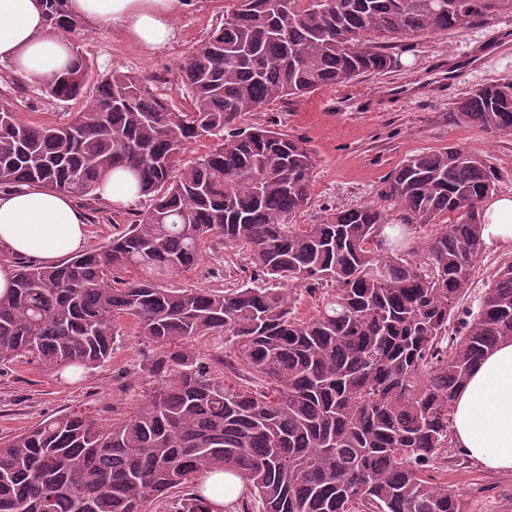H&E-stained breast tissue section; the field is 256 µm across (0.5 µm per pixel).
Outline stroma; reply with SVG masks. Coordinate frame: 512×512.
I'll return each instance as SVG.
<instances>
[{"mask_svg": "<svg viewBox=\"0 0 512 512\" xmlns=\"http://www.w3.org/2000/svg\"><path fill=\"white\" fill-rule=\"evenodd\" d=\"M166 47L145 52L118 28L81 22L72 47L104 75L114 69L156 79L171 104L189 109L180 63L224 18V0H183ZM512 29V13L490 18L461 32L433 33L393 40L398 64L383 73L356 77L336 88L288 100H275L245 116L244 126L272 125L304 140L316 169L308 205L296 216L312 224L327 209L379 204L390 174L409 156L456 146L478 152L497 175L495 195H512V134L491 137L453 117L449 109L463 92L512 80V52L497 53L495 34ZM14 96L21 115L32 122L61 123L78 103L48 97L42 84L18 80ZM512 244L487 245L467 286L463 306L477 304L486 282ZM240 252L210 246L197 265L165 277L171 288L224 289L245 280ZM135 334L123 337L110 359L73 382L60 379L38 362L19 357L0 366V441L30 430L51 416L72 410L101 423L126 417L139 398V353ZM435 482L448 484L466 512H512V473L500 474L476 461L435 466Z\"/></svg>", "mask_w": 512, "mask_h": 512, "instance_id": "1", "label": "stroma"}]
</instances>
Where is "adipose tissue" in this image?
<instances>
[{
  "label": "adipose tissue",
  "instance_id": "ef3b65f1",
  "mask_svg": "<svg viewBox=\"0 0 512 512\" xmlns=\"http://www.w3.org/2000/svg\"><path fill=\"white\" fill-rule=\"evenodd\" d=\"M181 0H69L81 20L119 27L143 50L165 46L173 37L172 19ZM71 59L64 36L49 34L41 0H0V62L20 78L41 83ZM487 242L512 241V198L492 199L483 207ZM86 216L70 194L38 186L0 192V296L14 281L12 257L53 265L78 250L85 239ZM455 446L495 472H512V341L499 343L472 369L454 403Z\"/></svg>",
  "mask_w": 512,
  "mask_h": 512
}]
</instances>
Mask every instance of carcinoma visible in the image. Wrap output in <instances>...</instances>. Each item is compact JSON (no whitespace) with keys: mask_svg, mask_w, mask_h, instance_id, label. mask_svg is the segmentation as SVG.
<instances>
[{"mask_svg":"<svg viewBox=\"0 0 512 512\" xmlns=\"http://www.w3.org/2000/svg\"><path fill=\"white\" fill-rule=\"evenodd\" d=\"M68 0H44L48 32H74ZM512 0H234L180 64L192 109L173 108L146 79L113 70L91 80L72 51L44 83L80 109L58 125L18 117L0 98V187L38 185L99 200L100 181L132 174L145 212L103 246L55 266L16 261L0 297V363L31 356L51 370L104 363L124 335L146 343L141 400L100 424L80 412L0 442V512H212L200 472L239 479L234 512H464L428 470L454 447L456 392L472 367L512 339V257L477 308L458 304L486 248L479 204L495 176L454 146L409 156L383 201L295 224L315 169L303 142L239 120L274 99L382 73L393 57L371 34L455 32ZM490 136L512 132V81L450 109ZM218 143L180 167L189 145ZM425 232L417 244L412 231ZM219 241L246 255L251 277L222 291L167 288ZM133 266L144 276L116 285ZM324 289L303 318L290 288ZM224 339V356L198 349ZM240 374L229 387L218 365Z\"/></svg>","mask_w":512,"mask_h":512,"instance_id":"carcinoma-1","label":"carcinoma"}]
</instances>
